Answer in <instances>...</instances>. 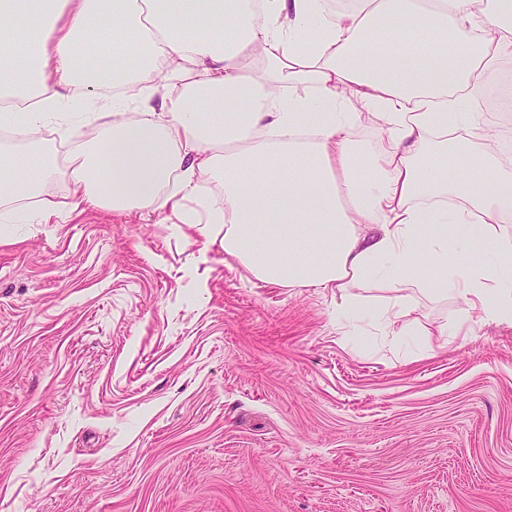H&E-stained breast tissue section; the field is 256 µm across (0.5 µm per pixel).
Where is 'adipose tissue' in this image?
<instances>
[{"label": "adipose tissue", "mask_w": 512, "mask_h": 512, "mask_svg": "<svg viewBox=\"0 0 512 512\" xmlns=\"http://www.w3.org/2000/svg\"><path fill=\"white\" fill-rule=\"evenodd\" d=\"M512 0H0V114L57 120L72 210L170 213L255 280L331 288L345 325L375 291L381 335L512 327V157L471 99L512 62ZM131 65L95 111L84 48ZM221 112H214L216 103ZM378 111L359 149L353 104ZM54 146L0 152V222L49 224ZM470 225L461 238L457 230ZM420 329L422 332L426 330L434 332L438 324L444 322V314L455 308L452 298H448V305L432 304L426 300L420 299Z\"/></svg>", "instance_id": "obj_1"}]
</instances>
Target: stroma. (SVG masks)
Masks as SVG:
<instances>
[{
  "label": "stroma",
  "instance_id": "1",
  "mask_svg": "<svg viewBox=\"0 0 512 512\" xmlns=\"http://www.w3.org/2000/svg\"><path fill=\"white\" fill-rule=\"evenodd\" d=\"M202 243L0 223V512H512V327L349 338Z\"/></svg>",
  "mask_w": 512,
  "mask_h": 512
}]
</instances>
